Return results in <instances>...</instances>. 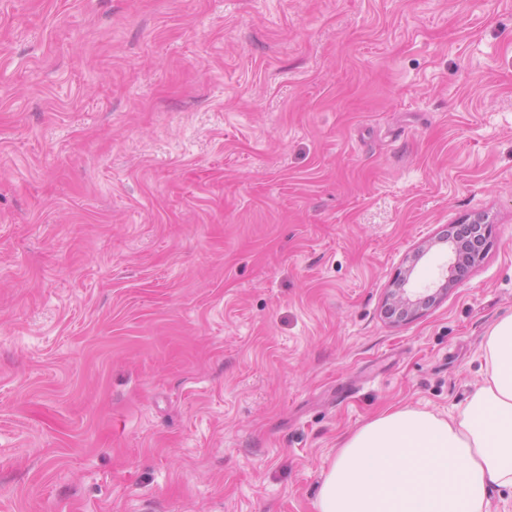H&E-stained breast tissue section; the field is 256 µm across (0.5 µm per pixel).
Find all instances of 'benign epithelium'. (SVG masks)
Returning <instances> with one entry per match:
<instances>
[{
    "instance_id": "1",
    "label": "benign epithelium",
    "mask_w": 512,
    "mask_h": 512,
    "mask_svg": "<svg viewBox=\"0 0 512 512\" xmlns=\"http://www.w3.org/2000/svg\"><path fill=\"white\" fill-rule=\"evenodd\" d=\"M439 242L448 245V251L452 255V262L448 266V277L430 294L409 288L416 264L429 251L427 247L419 249L409 265L398 274L388 290L385 310L389 317L399 321L417 316L423 308L447 294L451 288L461 281L463 277L461 265L463 263L466 262L473 266L483 258V250L470 248L469 245L451 232L448 233V236L439 239Z\"/></svg>"
}]
</instances>
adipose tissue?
Here are the masks:
<instances>
[{"instance_id":"1","label":"adipose tissue","mask_w":512,"mask_h":512,"mask_svg":"<svg viewBox=\"0 0 512 512\" xmlns=\"http://www.w3.org/2000/svg\"><path fill=\"white\" fill-rule=\"evenodd\" d=\"M483 379L449 416L410 406L352 432L320 482L317 512H488L512 490V315L487 333Z\"/></svg>"}]
</instances>
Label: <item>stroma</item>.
<instances>
[{"mask_svg":"<svg viewBox=\"0 0 512 512\" xmlns=\"http://www.w3.org/2000/svg\"><path fill=\"white\" fill-rule=\"evenodd\" d=\"M511 314L512 0H0V512H316ZM441 243L448 245V251L452 255V262L448 266V277L438 285L433 293L420 292L407 288L414 272L417 258H412L409 265L401 271L391 284L385 300V310L389 317L396 320L413 318L419 312L435 302L438 297L447 295L448 291L461 281V265L466 261L469 266L476 265L483 258V250L471 249L464 241L448 230V237L440 239Z\"/></svg>","mask_w":512,"mask_h":512,"instance_id":"1","label":"stroma"}]
</instances>
